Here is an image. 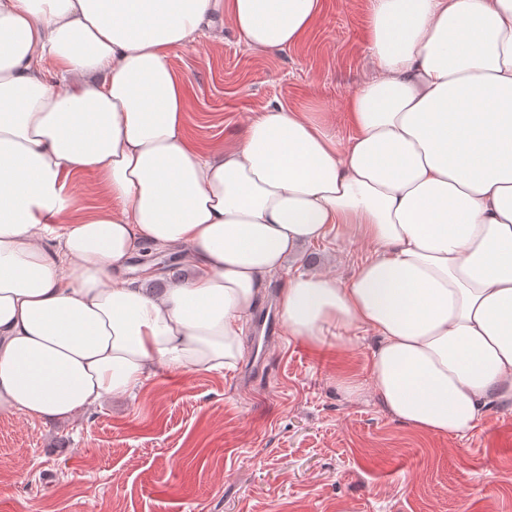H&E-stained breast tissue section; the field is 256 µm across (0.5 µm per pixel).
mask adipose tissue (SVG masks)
Wrapping results in <instances>:
<instances>
[{
    "mask_svg": "<svg viewBox=\"0 0 512 512\" xmlns=\"http://www.w3.org/2000/svg\"><path fill=\"white\" fill-rule=\"evenodd\" d=\"M321 0H0V411L67 421L156 367L235 370L265 279L352 226L371 256L346 281L291 276L293 339L362 327L366 376L341 373L413 431L463 438L512 410V0H373L378 74L347 98L337 147L275 107L234 148L184 137L167 51L213 20L258 50L295 44ZM53 59L73 76L48 83ZM92 175L116 208L65 192ZM191 279L148 295L143 248Z\"/></svg>",
    "mask_w": 512,
    "mask_h": 512,
    "instance_id": "1",
    "label": "adipose tissue"
}]
</instances>
